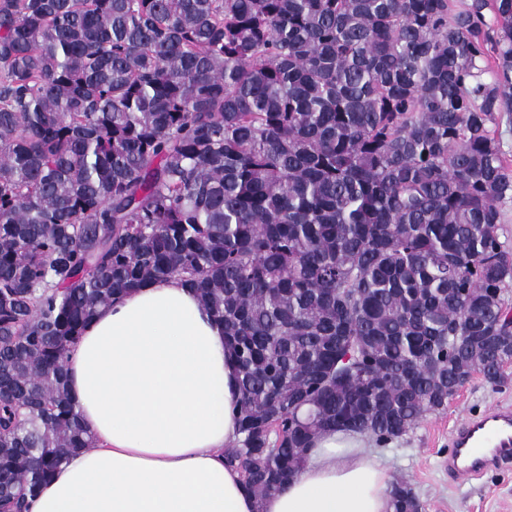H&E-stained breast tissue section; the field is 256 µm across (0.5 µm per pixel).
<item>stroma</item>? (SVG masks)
I'll return each mask as SVG.
<instances>
[{
  "instance_id": "1",
  "label": "stroma",
  "mask_w": 512,
  "mask_h": 512,
  "mask_svg": "<svg viewBox=\"0 0 512 512\" xmlns=\"http://www.w3.org/2000/svg\"><path fill=\"white\" fill-rule=\"evenodd\" d=\"M501 403L512 404V382L495 390L477 375L445 409L428 414L402 439L386 448L372 440L367 446L395 480L413 487L423 512H512V466L462 481L449 477L444 465L452 428Z\"/></svg>"
}]
</instances>
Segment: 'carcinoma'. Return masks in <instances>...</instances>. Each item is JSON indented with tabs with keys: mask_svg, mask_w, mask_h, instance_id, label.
<instances>
[{
	"mask_svg": "<svg viewBox=\"0 0 512 512\" xmlns=\"http://www.w3.org/2000/svg\"><path fill=\"white\" fill-rule=\"evenodd\" d=\"M501 112L512 0H0V512L92 447L68 352L148 281L224 325L260 497L506 383Z\"/></svg>",
	"mask_w": 512,
	"mask_h": 512,
	"instance_id": "obj_1",
	"label": "carcinoma"
}]
</instances>
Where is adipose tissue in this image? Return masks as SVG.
I'll list each match as a JSON object with an SVG mask.
<instances>
[{"label": "adipose tissue", "instance_id": "ef3b65f1", "mask_svg": "<svg viewBox=\"0 0 512 512\" xmlns=\"http://www.w3.org/2000/svg\"><path fill=\"white\" fill-rule=\"evenodd\" d=\"M69 397L96 443L30 512H390L393 478L361 435L330 432L298 476L256 498L224 462L239 438L224 328L175 278L97 309L67 359Z\"/></svg>", "mask_w": 512, "mask_h": 512}]
</instances>
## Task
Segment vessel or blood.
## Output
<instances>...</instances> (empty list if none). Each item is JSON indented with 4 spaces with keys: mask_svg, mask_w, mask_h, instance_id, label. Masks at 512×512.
Instances as JSON below:
<instances>
[{
    "mask_svg": "<svg viewBox=\"0 0 512 512\" xmlns=\"http://www.w3.org/2000/svg\"><path fill=\"white\" fill-rule=\"evenodd\" d=\"M512 462V406L499 405L456 425L448 437L449 474L473 479Z\"/></svg>",
    "mask_w": 512,
    "mask_h": 512,
    "instance_id": "obj_1",
    "label": "vessel or blood"
}]
</instances>
